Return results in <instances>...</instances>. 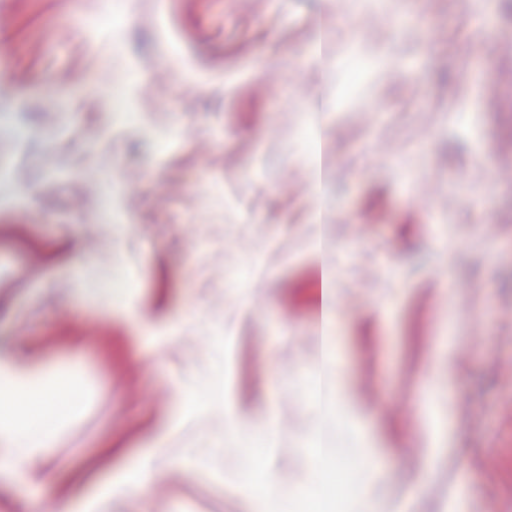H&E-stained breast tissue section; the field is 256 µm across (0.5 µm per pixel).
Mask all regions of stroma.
Segmentation results:
<instances>
[{"instance_id":"35a3bbf8","label":"stroma","mask_w":512,"mask_h":512,"mask_svg":"<svg viewBox=\"0 0 512 512\" xmlns=\"http://www.w3.org/2000/svg\"><path fill=\"white\" fill-rule=\"evenodd\" d=\"M472 7L0 0V188L24 197L0 207V351L43 367L16 399L56 423L0 512H254L269 484L292 507L359 448L378 512H512V18L487 0L461 96ZM318 36L325 65L293 70ZM119 73L140 123L111 114ZM322 250L318 339L296 285ZM115 270L127 302L90 299ZM160 434L148 489L110 494Z\"/></svg>"}]
</instances>
